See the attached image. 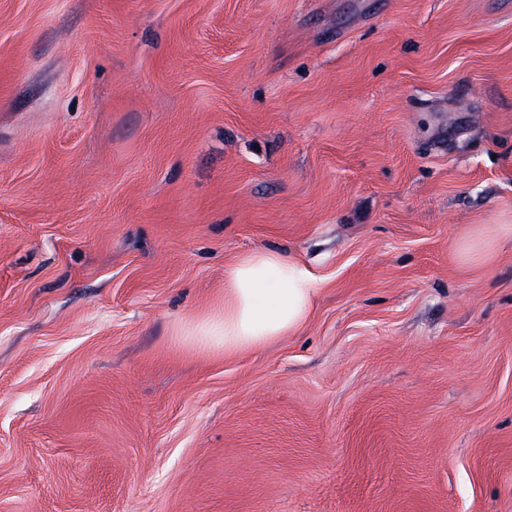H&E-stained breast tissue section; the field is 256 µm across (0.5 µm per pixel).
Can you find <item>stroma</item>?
I'll return each instance as SVG.
<instances>
[{
	"mask_svg": "<svg viewBox=\"0 0 512 512\" xmlns=\"http://www.w3.org/2000/svg\"><path fill=\"white\" fill-rule=\"evenodd\" d=\"M506 224L512 0H0V512H512ZM493 249L491 242L480 237L472 238L459 245V253L464 261L475 262L486 259ZM318 282L299 261L255 249L224 270V303L181 325L176 336L224 356L297 333L311 313Z\"/></svg>",
	"mask_w": 512,
	"mask_h": 512,
	"instance_id": "stroma-1",
	"label": "stroma"
}]
</instances>
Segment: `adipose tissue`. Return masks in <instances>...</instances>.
<instances>
[{
	"mask_svg": "<svg viewBox=\"0 0 512 512\" xmlns=\"http://www.w3.org/2000/svg\"><path fill=\"white\" fill-rule=\"evenodd\" d=\"M313 273L281 253L255 249L224 270V301L179 326L185 341L225 355L246 353L297 333L317 292Z\"/></svg>",
	"mask_w": 512,
	"mask_h": 512,
	"instance_id": "1",
	"label": "adipose tissue"
}]
</instances>
